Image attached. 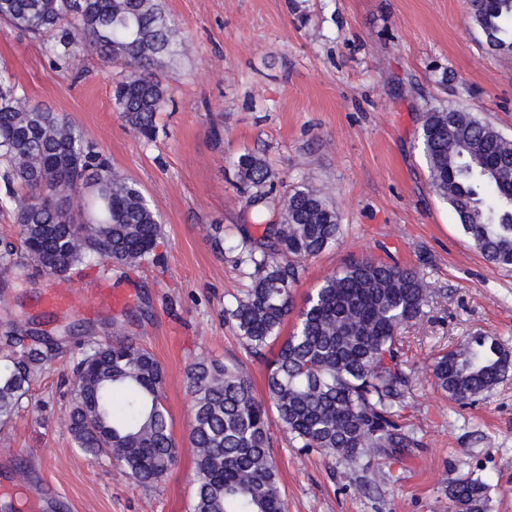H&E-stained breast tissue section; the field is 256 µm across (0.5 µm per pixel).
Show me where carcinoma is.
<instances>
[{"mask_svg":"<svg viewBox=\"0 0 512 512\" xmlns=\"http://www.w3.org/2000/svg\"><path fill=\"white\" fill-rule=\"evenodd\" d=\"M469 6L487 43L512 52V0ZM0 22L43 40L70 67L89 54L104 63L124 59L132 71L113 86L115 108L139 138L154 140L168 103L154 70L183 45L161 0H0ZM419 140L433 192L487 261L511 268L512 139L469 110L428 104ZM236 167L261 234L231 247L247 284L224 313L249 353L276 351L263 398L241 361L201 359L187 369L196 448L190 512H284L274 419L291 447L344 459L356 485L365 460L419 445L404 416L415 371L403 359L398 330L424 314L432 289L413 267L352 259L307 296L292 333L280 336L295 312L303 263L336 244L342 224L325 194L305 181L279 194V220H268L262 206L273 192L272 169L252 153L240 155ZM0 213L12 214L18 242L0 250V272L17 278L159 260L162 226L139 185L112 172L65 113L2 83ZM70 334L26 342L15 324L0 328L1 428ZM511 368L512 352L499 337L477 335L436 357L430 370L450 400L465 403L491 392ZM163 381L150 350L121 337L88 338L73 367L66 419L75 447L107 458L140 485L159 482L177 458ZM448 499L457 512H487L478 481H454Z\"/></svg>","mask_w":512,"mask_h":512,"instance_id":"carcinoma-1","label":"carcinoma"}]
</instances>
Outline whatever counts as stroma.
Here are the masks:
<instances>
[{"label":"stroma","instance_id":"35a3bbf8","mask_svg":"<svg viewBox=\"0 0 512 512\" xmlns=\"http://www.w3.org/2000/svg\"><path fill=\"white\" fill-rule=\"evenodd\" d=\"M187 50L159 66L170 100L154 141L125 126L112 84L123 62L84 59L81 71L51 62L43 44L0 23V80L27 100L66 113L92 132L113 170L137 181L158 211L160 262L52 278L30 271L11 287L0 324L72 338L32 384L18 414L0 429V512H189L195 451L189 439L186 370L200 358L242 361L257 396L263 359L251 357L224 310L245 281L225 242L252 228L235 163L262 155L280 184L301 180L327 193L343 226L336 245L310 258L295 303L348 259L374 255L416 268L434 293L425 314L399 331L416 371L405 416L419 447L382 454L352 485L344 461L290 447L272 425L286 512H452L448 486L487 487L489 512H512V370L487 396L459 404L430 373L436 355L467 337H500L512 348V268L488 263L449 206L429 187L419 130L424 105L465 107L512 138V54L492 51L467 0H162ZM109 288L125 303L89 307ZM71 297L58 309L49 294ZM124 335L165 370L164 404L177 462L156 484H136L116 465L75 447L63 424L71 366L86 338ZM27 479L17 484L15 473Z\"/></svg>","mask_w":512,"mask_h":512}]
</instances>
